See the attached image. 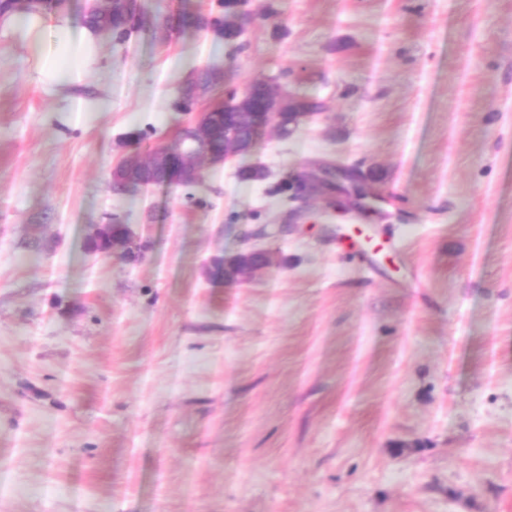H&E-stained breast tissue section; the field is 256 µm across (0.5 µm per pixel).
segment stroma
Here are the masks:
<instances>
[{
  "label": "stroma",
  "mask_w": 512,
  "mask_h": 512,
  "mask_svg": "<svg viewBox=\"0 0 512 512\" xmlns=\"http://www.w3.org/2000/svg\"><path fill=\"white\" fill-rule=\"evenodd\" d=\"M142 5L69 85L0 30V512H512V0H249L228 44L168 26L217 0ZM207 68L191 112L256 81L320 109L114 194ZM324 163L374 211L297 193ZM115 217L136 262L85 249ZM248 247L271 266L212 276ZM125 159L127 160V166L123 170H118L117 168L112 172V182L124 183V186L127 188H132L134 185L137 186H147V185H158L155 182L144 183L141 182L139 185L137 181L136 174L141 171L143 168L141 156L139 153H129Z\"/></svg>",
  "instance_id": "35a3bbf8"
}]
</instances>
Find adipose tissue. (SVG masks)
Here are the masks:
<instances>
[{
    "mask_svg": "<svg viewBox=\"0 0 512 512\" xmlns=\"http://www.w3.org/2000/svg\"><path fill=\"white\" fill-rule=\"evenodd\" d=\"M18 34L38 58L41 82L72 84L98 62V38L87 27L59 19L48 23L40 13H15L0 22Z\"/></svg>",
    "mask_w": 512,
    "mask_h": 512,
    "instance_id": "obj_1",
    "label": "adipose tissue"
}]
</instances>
